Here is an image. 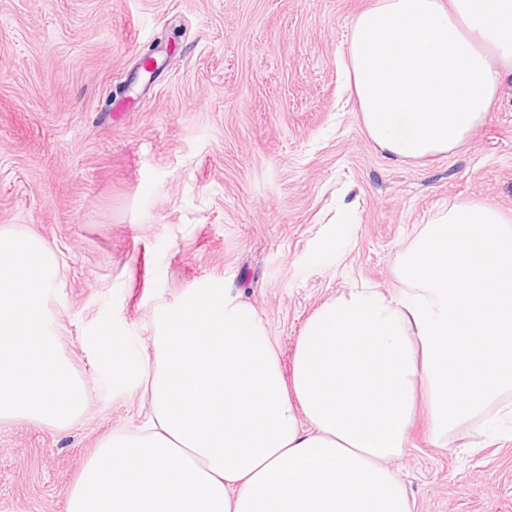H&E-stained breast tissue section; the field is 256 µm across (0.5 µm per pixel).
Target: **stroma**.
Listing matches in <instances>:
<instances>
[{
  "label": "stroma",
  "mask_w": 512,
  "mask_h": 512,
  "mask_svg": "<svg viewBox=\"0 0 512 512\" xmlns=\"http://www.w3.org/2000/svg\"><path fill=\"white\" fill-rule=\"evenodd\" d=\"M371 3L0 0V227L62 260L48 304L85 406L60 429L0 421V512H66L100 444L142 424L105 338L149 347L159 303L222 278L287 367L322 303L398 288L400 253L442 211L512 214V77L454 152L395 163L369 138L344 64ZM391 467L413 512H512V440L463 426L439 448L421 414Z\"/></svg>",
  "instance_id": "obj_1"
}]
</instances>
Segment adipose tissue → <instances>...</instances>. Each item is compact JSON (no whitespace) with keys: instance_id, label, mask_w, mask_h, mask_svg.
<instances>
[{"instance_id":"obj_1","label":"adipose tissue","mask_w":512,"mask_h":512,"mask_svg":"<svg viewBox=\"0 0 512 512\" xmlns=\"http://www.w3.org/2000/svg\"><path fill=\"white\" fill-rule=\"evenodd\" d=\"M347 74L385 157L452 152L512 75V0H375L351 21ZM395 273L397 292L323 303L287 371L218 279L154 308L150 349L108 337L149 425L101 443L67 512H412L389 463L418 410L444 448L512 408V217L450 207Z\"/></svg>"}]
</instances>
